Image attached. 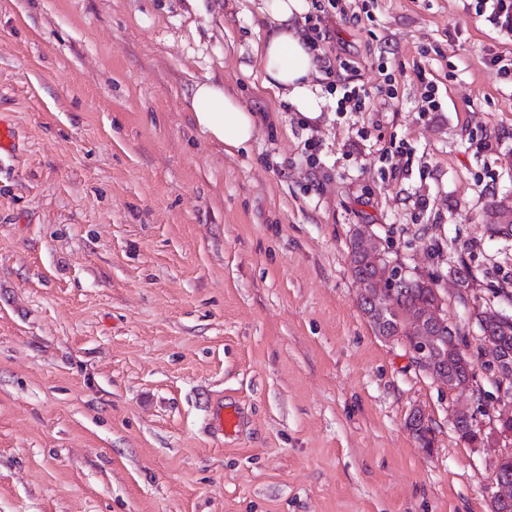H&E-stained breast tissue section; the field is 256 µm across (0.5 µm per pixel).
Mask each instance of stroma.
I'll return each instance as SVG.
<instances>
[{
	"label": "stroma",
	"mask_w": 512,
	"mask_h": 512,
	"mask_svg": "<svg viewBox=\"0 0 512 512\" xmlns=\"http://www.w3.org/2000/svg\"><path fill=\"white\" fill-rule=\"evenodd\" d=\"M260 2L0 0V512H490L493 449L448 414H496L512 38L479 0H338L309 123L262 85ZM207 80L259 114L247 147L195 124ZM356 231L437 284L471 389L375 332ZM512 209L509 215H505L501 206L493 204L489 210L486 211V227L488 230L497 235L505 237L512 236ZM479 330L478 340L494 345L496 364L512 367V317L501 315L491 309L476 313Z\"/></svg>",
	"instance_id": "obj_1"
}]
</instances>
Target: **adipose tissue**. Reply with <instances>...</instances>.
I'll return each mask as SVG.
<instances>
[{
	"instance_id": "ef3b65f1",
	"label": "adipose tissue",
	"mask_w": 512,
	"mask_h": 512,
	"mask_svg": "<svg viewBox=\"0 0 512 512\" xmlns=\"http://www.w3.org/2000/svg\"><path fill=\"white\" fill-rule=\"evenodd\" d=\"M304 0H263L260 8L269 19L261 50L265 86L293 105L306 120H317L326 104L318 83L320 63L308 38L296 22L306 12ZM196 124L210 137L237 149L257 131V117L219 82L196 84L191 96Z\"/></svg>"
}]
</instances>
